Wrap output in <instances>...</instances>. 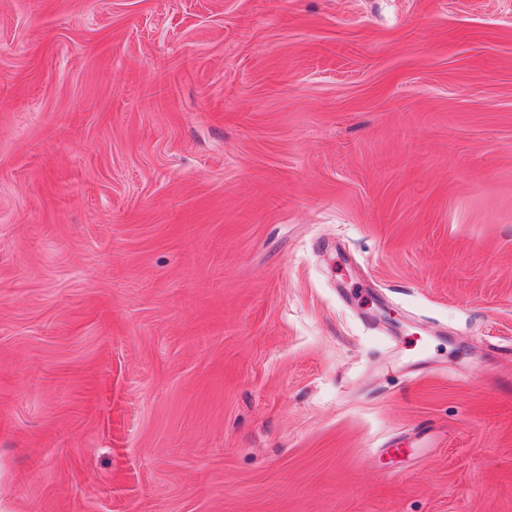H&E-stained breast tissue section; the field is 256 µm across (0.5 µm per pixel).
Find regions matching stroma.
Returning <instances> with one entry per match:
<instances>
[{"mask_svg":"<svg viewBox=\"0 0 512 512\" xmlns=\"http://www.w3.org/2000/svg\"><path fill=\"white\" fill-rule=\"evenodd\" d=\"M0 512H512V0H0Z\"/></svg>","mask_w":512,"mask_h":512,"instance_id":"obj_1","label":"stroma"}]
</instances>
